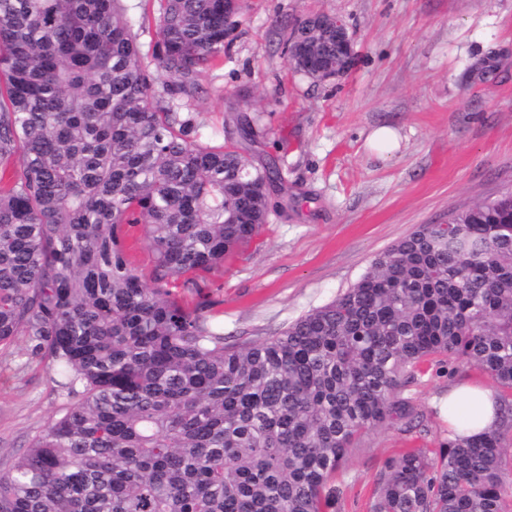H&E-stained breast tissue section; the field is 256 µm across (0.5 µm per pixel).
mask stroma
<instances>
[{
	"instance_id": "stroma-1",
	"label": "stroma",
	"mask_w": 512,
	"mask_h": 512,
	"mask_svg": "<svg viewBox=\"0 0 512 512\" xmlns=\"http://www.w3.org/2000/svg\"><path fill=\"white\" fill-rule=\"evenodd\" d=\"M224 60L201 78L194 115L202 142H226L230 117L258 116L254 163L278 158V214L226 258L206 300L229 341L276 334L344 293L372 260L422 224L512 191V0H237ZM341 18L355 63L314 82L284 52L281 28L311 15ZM397 132L390 152L369 142ZM23 339L0 351V471L68 401L52 366L27 359ZM490 378L443 357L405 392L418 426L385 424L354 445L341 473L340 512H370L384 463L447 437L448 385Z\"/></svg>"
}]
</instances>
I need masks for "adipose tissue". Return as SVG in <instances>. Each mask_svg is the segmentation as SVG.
I'll return each mask as SVG.
<instances>
[{
	"label": "adipose tissue",
	"instance_id": "obj_1",
	"mask_svg": "<svg viewBox=\"0 0 512 512\" xmlns=\"http://www.w3.org/2000/svg\"><path fill=\"white\" fill-rule=\"evenodd\" d=\"M449 430H463L465 435L477 436L494 423L497 417L491 389L476 385H452L448 388Z\"/></svg>",
	"mask_w": 512,
	"mask_h": 512
}]
</instances>
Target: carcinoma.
<instances>
[{"label": "carcinoma", "instance_id": "1", "mask_svg": "<svg viewBox=\"0 0 512 512\" xmlns=\"http://www.w3.org/2000/svg\"><path fill=\"white\" fill-rule=\"evenodd\" d=\"M158 2L147 64L123 0H0V349L22 337L76 399L0 473V512H336L354 441L413 416L399 394L437 356L492 379L497 419L388 459L370 512H505L512 192L227 343L171 285L201 291L254 239L280 170L201 142L190 112L235 0ZM235 133L253 140V120Z\"/></svg>", "mask_w": 512, "mask_h": 512}]
</instances>
